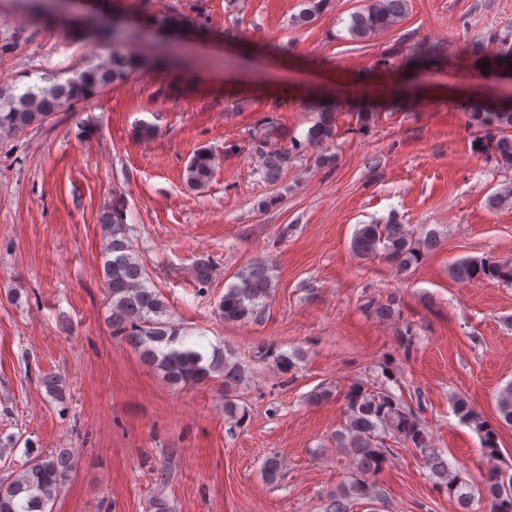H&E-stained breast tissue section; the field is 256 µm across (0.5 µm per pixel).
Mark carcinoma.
I'll list each match as a JSON object with an SVG mask.
<instances>
[{
    "label": "carcinoma",
    "mask_w": 512,
    "mask_h": 512,
    "mask_svg": "<svg viewBox=\"0 0 512 512\" xmlns=\"http://www.w3.org/2000/svg\"><path fill=\"white\" fill-rule=\"evenodd\" d=\"M325 0H307V8L294 17L303 26L319 13ZM409 0H368L364 8L350 15L348 33L355 41H364L403 19ZM488 68L512 72V46L502 48L487 59ZM142 66L135 55L112 51L97 64L77 68L65 82L47 75L40 82L0 83V135L15 134L45 123L53 114L86 101L114 84H121ZM475 119L482 128L477 139L478 151L491 155L500 165L512 169V105L478 109ZM335 112L322 108L318 121L307 133V143L318 147L335 138ZM262 159L265 178L277 181L293 158V149H265L255 141ZM216 166V155L207 148L198 149L183 170L184 186L194 192L209 184ZM102 236L101 285L110 299L108 322L112 336L138 349L150 365L173 385L202 383L215 377L224 379V412L237 422L238 407L231 400L233 390L245 376L243 366L215 349L204 354L195 344L185 341L179 326L166 319L168 309L160 293L149 286V274L129 237L126 209L121 201L100 215ZM439 242L434 230L414 232L396 216L386 223L357 225L351 248L360 258L387 259L396 269L407 271L418 264ZM272 265L256 258L236 274L237 282L228 286L219 310L227 322H259L264 317V301L276 287ZM214 264L209 257L198 258L193 265L195 282L206 287L212 280ZM449 276L460 283L473 280L498 281L512 285V261L489 256L462 258L449 266ZM368 307L380 319L399 316L396 300L370 303ZM297 353H275L274 366L280 373L296 367ZM47 395L62 404L66 400V382L59 375L41 379ZM345 423L336 432L337 452L349 460L347 479L331 493L324 512H351L354 502L378 500L384 489L372 480L390 460L393 449L389 437L407 448L415 449L431 472L435 484L448 491L456 501L458 512H474V503L484 505L483 512H512V474L496 466L487 468L476 482L454 470L442 451L432 447L419 413L388 388L373 390L364 382L354 381L344 394ZM459 420L474 427L480 435L484 456H500L497 429L476 411L467 398L453 399ZM499 422L512 426V381L496 395ZM73 470L71 454L65 448L44 450L31 457L17 475L0 479V512H53V505Z\"/></svg>",
    "instance_id": "1"
}]
</instances>
